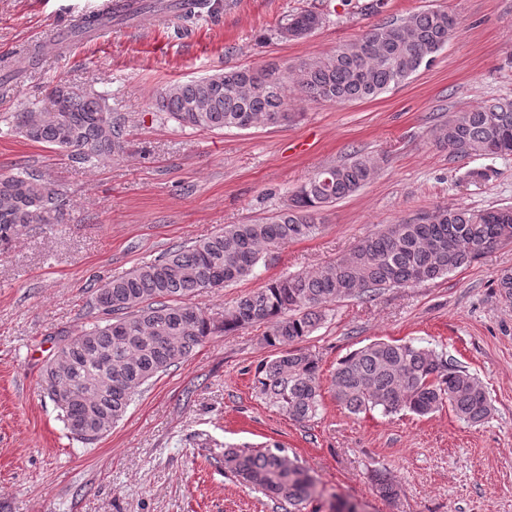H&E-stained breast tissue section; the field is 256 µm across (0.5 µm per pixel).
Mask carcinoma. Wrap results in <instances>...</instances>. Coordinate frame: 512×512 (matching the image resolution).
<instances>
[{"label": "carcinoma", "mask_w": 512, "mask_h": 512, "mask_svg": "<svg viewBox=\"0 0 512 512\" xmlns=\"http://www.w3.org/2000/svg\"><path fill=\"white\" fill-rule=\"evenodd\" d=\"M218 0H182L177 19L187 23L213 14ZM322 25L304 11L286 16L280 30L304 38ZM459 22L446 10L412 13L373 26L354 42L321 58L286 66L263 65L173 83L156 97L159 111L182 127L248 130L286 124L288 90L312 102L342 105L372 99L431 65L457 33ZM11 129L27 140L93 165L123 149L121 125L108 98L59 82L45 99L12 115ZM432 142L453 158L512 155V99H490L455 113L435 127ZM376 162L361 153L316 172L289 195L281 211L247 224H227L208 238L112 278L95 291L93 306L104 318L63 336L70 345L47 364L42 391L76 440L93 445L82 431L86 420L119 422L144 385L184 361L209 337L248 325L266 327L263 339L285 350L260 363L254 373L259 394L296 422L318 414L322 379L314 354L295 347L310 335L323 310L338 299L372 298L447 276L512 239V207L475 210L438 207L390 224L361 240L347 255L315 269L286 275L242 296L215 320L192 297L253 273L263 254L318 230V216L371 182ZM63 193L34 169L0 175V249L33 225L56 224ZM501 298L512 302V271L497 278ZM72 392L60 405L56 387ZM338 405L354 415L408 410L420 416L448 406L478 425L491 403L477 377L443 354L411 342H371L342 358L331 378ZM224 468L270 498L296 507L312 495L308 472L281 454L280 447L228 448ZM386 499L397 496L394 480L375 479Z\"/></svg>", "instance_id": "cac0c4a2"}]
</instances>
